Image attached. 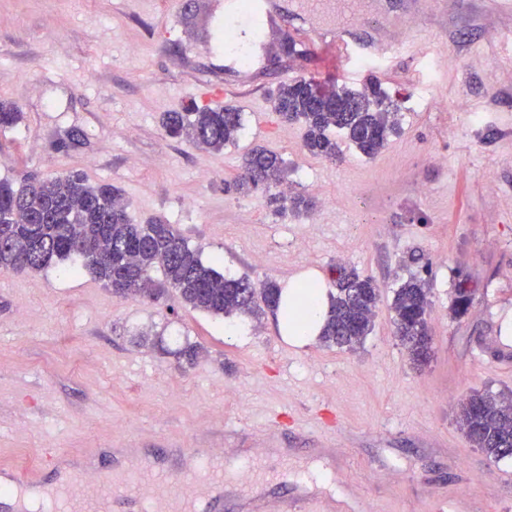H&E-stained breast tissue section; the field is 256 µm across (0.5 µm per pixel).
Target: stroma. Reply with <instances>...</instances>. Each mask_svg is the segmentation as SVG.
I'll list each match as a JSON object with an SVG mask.
<instances>
[{
    "label": "stroma",
    "instance_id": "obj_1",
    "mask_svg": "<svg viewBox=\"0 0 512 512\" xmlns=\"http://www.w3.org/2000/svg\"><path fill=\"white\" fill-rule=\"evenodd\" d=\"M213 0H0V99L23 114L0 132V179L83 173L120 190L133 223L175 224L204 261L231 277L287 287L343 263L381 291L374 325L350 352L295 344L279 314L221 317L120 298L79 262L0 273V465L40 467L41 482L116 448L177 469L175 446L253 448L267 494L315 483L346 512H512V459L494 461L458 424L462 396L512 391V35L496 19L463 42L420 33L411 54L376 67L398 128L375 157L348 142L330 162L303 148L270 93L309 78L306 52L262 65L247 89L213 47ZM230 106L244 131L223 150L166 137L161 116L187 102ZM77 138L76 146L59 142ZM262 146L286 162L289 189L312 214L274 213L262 192L224 189ZM419 252L425 265L408 256ZM478 292L450 307L457 271ZM429 287L432 358L411 362L393 331V290ZM201 346L195 363L178 359Z\"/></svg>",
    "mask_w": 512,
    "mask_h": 512
}]
</instances>
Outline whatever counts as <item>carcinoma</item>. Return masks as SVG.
<instances>
[{"mask_svg":"<svg viewBox=\"0 0 512 512\" xmlns=\"http://www.w3.org/2000/svg\"><path fill=\"white\" fill-rule=\"evenodd\" d=\"M319 84L306 79L280 83L273 91L274 109L285 122L306 128L304 148L311 155L333 160L339 145L331 133L342 134L362 154L373 157L396 131L395 102L377 81L361 90L331 83V97L316 101ZM22 113L0 100V130L15 127ZM161 128L166 136L221 151L244 129L242 113L224 106L198 107L190 103L181 112H165ZM285 162L263 148H254L242 160V172L224 190L269 193L275 211L306 214L313 201L302 193H286ZM130 202L107 184L91 185L78 173L54 178L27 174L20 184L0 180V272L40 271L73 256L122 298L156 299L174 289L183 303L213 315L252 316L265 306L278 310L281 291L268 283L256 291L243 277H226L173 224L161 218L144 224L131 222ZM163 282L157 284L155 273ZM336 294L331 296L321 340L327 347L350 351L360 347L372 331L380 289L369 276L342 264L332 267ZM478 291L472 278L458 272L452 311L465 315ZM428 287L412 275L393 292L394 335L418 367L428 363L432 347L427 320ZM458 421L471 442L486 457H512V394L473 393L459 405Z\"/></svg>","mask_w":512,"mask_h":512,"instance_id":"cac0c4a2","label":"carcinoma"}]
</instances>
